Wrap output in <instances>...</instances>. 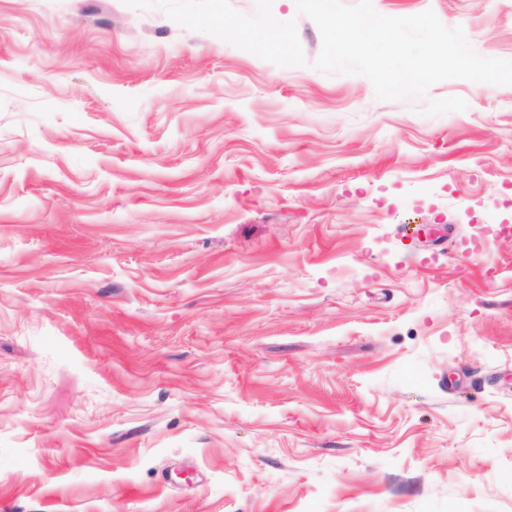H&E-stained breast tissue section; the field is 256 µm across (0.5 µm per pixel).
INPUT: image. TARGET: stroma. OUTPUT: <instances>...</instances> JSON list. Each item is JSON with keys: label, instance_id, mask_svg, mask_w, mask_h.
<instances>
[{"label": "stroma", "instance_id": "obj_1", "mask_svg": "<svg viewBox=\"0 0 512 512\" xmlns=\"http://www.w3.org/2000/svg\"><path fill=\"white\" fill-rule=\"evenodd\" d=\"M373 5L512 60V0ZM321 49L0 0V512H512V85Z\"/></svg>", "mask_w": 512, "mask_h": 512}]
</instances>
